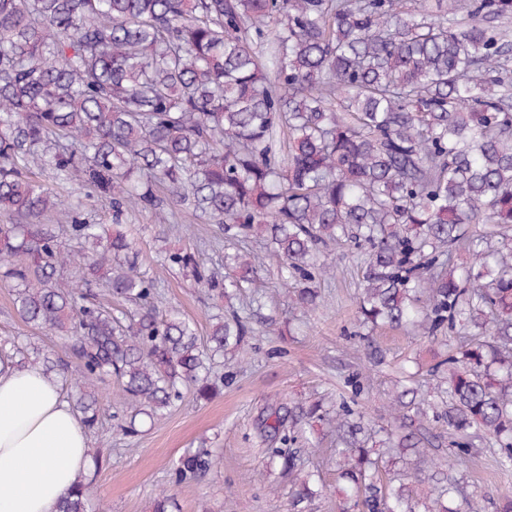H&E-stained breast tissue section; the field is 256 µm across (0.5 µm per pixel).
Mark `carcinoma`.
Segmentation results:
<instances>
[{
  "mask_svg": "<svg viewBox=\"0 0 512 512\" xmlns=\"http://www.w3.org/2000/svg\"><path fill=\"white\" fill-rule=\"evenodd\" d=\"M511 15L512 0H0V282L75 366L14 342L0 362L62 376L87 430L95 383L114 376L129 435L188 386L211 396L204 350H239L252 328L218 316L203 347L194 323L160 312L121 229L132 212L164 210L160 187L229 236L265 238L305 313L335 277L318 245L350 243L361 324L456 340L430 369L447 400L396 388L381 452L364 413L336 407V468L350 488L339 512H485L457 474L485 437L512 468ZM76 179L85 199L109 204L112 229L60 192ZM162 263L225 299L264 287L257 256H235L228 276L188 251ZM71 266L82 276L62 281ZM97 278L136 306L132 318L93 300L84 285ZM431 415L452 436L448 455L430 458L447 485L421 499L417 469L386 481L378 471L385 457L429 458ZM289 418L285 407L263 416L266 439L295 440ZM267 454L293 482L291 512H304L313 474L290 449ZM218 464L200 448L172 480ZM88 488L77 478L57 512H91Z\"/></svg>",
  "mask_w": 512,
  "mask_h": 512,
  "instance_id": "cac0c4a2",
  "label": "carcinoma"
}]
</instances>
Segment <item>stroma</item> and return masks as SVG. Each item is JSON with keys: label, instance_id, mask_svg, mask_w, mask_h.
Segmentation results:
<instances>
[{"label": "stroma", "instance_id": "obj_1", "mask_svg": "<svg viewBox=\"0 0 512 512\" xmlns=\"http://www.w3.org/2000/svg\"><path fill=\"white\" fill-rule=\"evenodd\" d=\"M134 229L142 269L155 278L162 309H176L194 321L199 339H207L211 317L238 311L250 316L253 331L245 338L247 358L224 354V382L210 399H197L185 388L176 407L138 434L120 429L125 409L115 399L120 387L113 380L99 387L100 420L89 433L91 447L100 451L99 465L90 470L93 502L110 512H151L160 490L173 494L180 512H289L291 485L279 467L269 466L259 437V424L271 405L302 402L304 406H331L349 398L352 377H360L364 390L358 399L373 425L389 422V393L402 371L428 382V369L438 361L442 346L405 330L382 328L369 341L353 336L360 293L361 269L357 251L349 245L327 242L321 257L336 268L334 279L322 282L318 308L299 316L290 305L279 275L277 258L251 239H227L215 224H205L191 211H175L169 220L149 212L127 219ZM240 249L263 256L260 271L266 282L265 305L255 309L247 295L224 301L197 284L189 271L162 265L163 252L188 250L207 267L223 268L224 252ZM29 337L49 357L65 356L58 336L26 326L13 307L12 290L0 284V340ZM383 356L373 365L367 347ZM295 447L309 469L317 471L320 494L306 512H339L336 489V435L325 419H307L295 429ZM210 449L220 465L204 476L172 485L171 468L185 453ZM468 494L483 498L485 512L512 498V469L501 468L495 448L482 441L463 474Z\"/></svg>", "mask_w": 512, "mask_h": 512}]
</instances>
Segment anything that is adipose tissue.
Listing matches in <instances>:
<instances>
[{"mask_svg": "<svg viewBox=\"0 0 512 512\" xmlns=\"http://www.w3.org/2000/svg\"><path fill=\"white\" fill-rule=\"evenodd\" d=\"M88 460L58 384L36 368L0 372V512H56Z\"/></svg>", "mask_w": 512, "mask_h": 512, "instance_id": "adipose-tissue-1", "label": "adipose tissue"}]
</instances>
